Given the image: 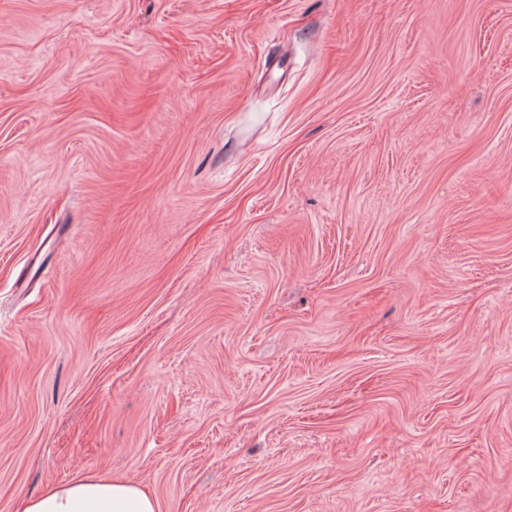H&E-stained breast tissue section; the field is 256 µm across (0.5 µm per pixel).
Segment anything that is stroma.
I'll return each mask as SVG.
<instances>
[{
    "label": "stroma",
    "instance_id": "1",
    "mask_svg": "<svg viewBox=\"0 0 512 512\" xmlns=\"http://www.w3.org/2000/svg\"><path fill=\"white\" fill-rule=\"evenodd\" d=\"M512 512V0H0V512ZM19 512H159L157 501L138 485L85 474L20 498Z\"/></svg>",
    "mask_w": 512,
    "mask_h": 512
}]
</instances>
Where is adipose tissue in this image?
<instances>
[{
  "mask_svg": "<svg viewBox=\"0 0 512 512\" xmlns=\"http://www.w3.org/2000/svg\"><path fill=\"white\" fill-rule=\"evenodd\" d=\"M18 512H159V506L138 485L85 474L21 498Z\"/></svg>",
  "mask_w": 512,
  "mask_h": 512,
  "instance_id": "adipose-tissue-1",
  "label": "adipose tissue"
}]
</instances>
